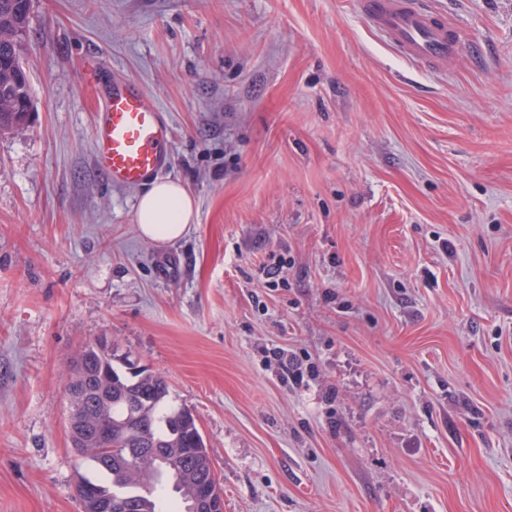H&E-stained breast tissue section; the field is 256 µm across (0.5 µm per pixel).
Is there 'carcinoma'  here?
<instances>
[{"mask_svg": "<svg viewBox=\"0 0 512 512\" xmlns=\"http://www.w3.org/2000/svg\"><path fill=\"white\" fill-rule=\"evenodd\" d=\"M32 0H0V132L12 131L25 123L21 114L30 110L32 98L22 69L23 48L31 23ZM118 345L112 352L97 351L86 343L76 357L69 381L89 384L95 362L109 376L112 398L90 394L83 409L85 428L112 425V461L124 458L134 446L146 452L161 451L164 462L140 480L143 469L153 466L144 459L129 466L128 472L109 466L101 459L100 445L90 441L78 449L87 464L79 475L77 496L85 488L98 491V512H205L207 503L200 487L212 480L210 459L204 438L196 424L177 436L169 431L170 417L179 407L169 401L170 387L164 376L149 369L129 373L118 362Z\"/></svg>", "mask_w": 512, "mask_h": 512, "instance_id": "obj_1", "label": "carcinoma"}]
</instances>
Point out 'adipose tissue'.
Here are the masks:
<instances>
[{"label":"adipose tissue","mask_w":512,"mask_h":512,"mask_svg":"<svg viewBox=\"0 0 512 512\" xmlns=\"http://www.w3.org/2000/svg\"><path fill=\"white\" fill-rule=\"evenodd\" d=\"M194 218V202L179 182L151 179L144 185L137 203L141 237L154 243L180 239Z\"/></svg>","instance_id":"adipose-tissue-1"}]
</instances>
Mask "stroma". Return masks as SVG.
I'll list each match as a JSON object with an SVG mask.
<instances>
[{
    "instance_id": "35a3bbf8",
    "label": "stroma",
    "mask_w": 512,
    "mask_h": 512,
    "mask_svg": "<svg viewBox=\"0 0 512 512\" xmlns=\"http://www.w3.org/2000/svg\"><path fill=\"white\" fill-rule=\"evenodd\" d=\"M429 2L459 40L431 69L353 0H33V110L0 135V512H80L64 379L104 332L195 415L224 512H512V0ZM99 69L172 126L179 240L96 168Z\"/></svg>"
}]
</instances>
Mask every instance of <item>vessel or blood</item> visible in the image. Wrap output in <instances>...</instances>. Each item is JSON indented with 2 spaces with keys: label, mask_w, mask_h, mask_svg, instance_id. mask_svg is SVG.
Segmentation results:
<instances>
[{
  "label": "vessel or blood",
  "mask_w": 512,
  "mask_h": 512,
  "mask_svg": "<svg viewBox=\"0 0 512 512\" xmlns=\"http://www.w3.org/2000/svg\"><path fill=\"white\" fill-rule=\"evenodd\" d=\"M361 13L399 54L431 65L455 54L457 43L425 0H358ZM93 127L96 165L118 186L139 185L172 165V127L137 84L113 78Z\"/></svg>",
  "instance_id": "vessel-or-blood-1"
}]
</instances>
